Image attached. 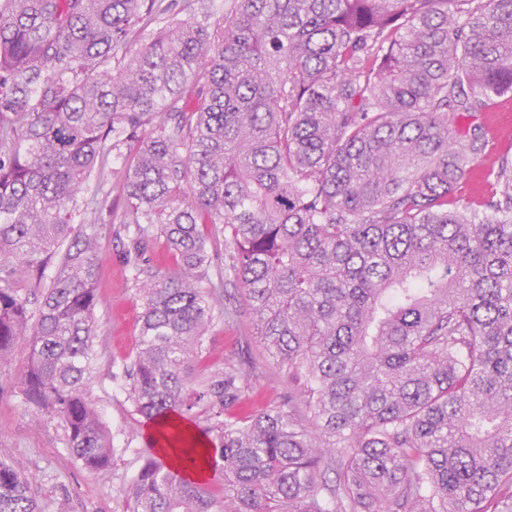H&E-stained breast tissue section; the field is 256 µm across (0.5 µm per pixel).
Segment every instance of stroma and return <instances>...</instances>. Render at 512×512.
I'll return each instance as SVG.
<instances>
[{"label":"stroma","instance_id":"35a3bbf8","mask_svg":"<svg viewBox=\"0 0 512 512\" xmlns=\"http://www.w3.org/2000/svg\"><path fill=\"white\" fill-rule=\"evenodd\" d=\"M478 125L492 137L496 155L512 161V96L500 99L488 111L461 117L458 128L463 131ZM123 175L124 157L114 155L105 210L73 220L75 227H93L95 234L100 269L99 302L94 311L97 363L85 396L101 414L112 437L115 454L109 469L85 470L71 456L59 424L44 419L23 401L17 389H0V459L16 463L30 474L46 512H130L127 487L147 453V424L126 401L123 389V367L136 351L143 308L126 262L128 241L113 233L111 215L124 206ZM224 301L236 307L238 324L232 328L220 321L210 325L208 363L230 359L246 369L248 408L280 404L293 384L285 371L266 359L252 336L243 289L228 285Z\"/></svg>","mask_w":512,"mask_h":512}]
</instances>
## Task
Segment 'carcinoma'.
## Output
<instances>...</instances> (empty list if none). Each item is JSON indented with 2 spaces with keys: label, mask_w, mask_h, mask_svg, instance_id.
Instances as JSON below:
<instances>
[{
  "label": "carcinoma",
  "mask_w": 512,
  "mask_h": 512,
  "mask_svg": "<svg viewBox=\"0 0 512 512\" xmlns=\"http://www.w3.org/2000/svg\"><path fill=\"white\" fill-rule=\"evenodd\" d=\"M0 0V360L80 465L112 441L95 370L94 235L74 233L124 147L129 265L144 300L127 401L158 441L134 512H512V164L463 112L512 94V0ZM221 226L224 279L200 225ZM161 238L174 269L145 257ZM38 305L16 286L41 282ZM245 291L253 336L298 391L239 412L232 360L199 368ZM209 444L224 483L175 486ZM0 512H45L0 460Z\"/></svg>",
  "instance_id": "obj_1"
}]
</instances>
